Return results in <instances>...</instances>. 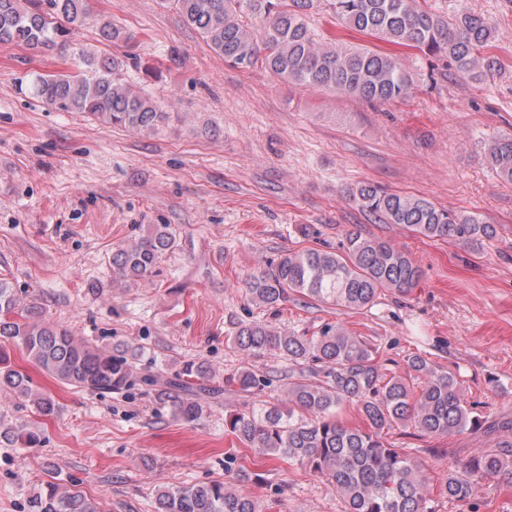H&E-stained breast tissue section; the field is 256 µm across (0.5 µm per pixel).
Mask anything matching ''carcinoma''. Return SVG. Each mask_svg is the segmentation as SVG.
Listing matches in <instances>:
<instances>
[{
	"label": "carcinoma",
	"instance_id": "1",
	"mask_svg": "<svg viewBox=\"0 0 512 512\" xmlns=\"http://www.w3.org/2000/svg\"><path fill=\"white\" fill-rule=\"evenodd\" d=\"M215 53L239 68L260 65L297 86H321L383 103L410 97L412 77L401 51L446 60L474 82L498 71L488 53L496 41L495 25L482 16L458 11L450 16L427 0H160ZM327 8L347 31L385 42L392 49L359 45L343 48L330 34L324 40L310 28L311 15ZM90 18L86 0H0V44L41 51L66 44ZM100 41L122 35L110 20L98 22ZM81 68L70 74H39L31 92L50 107L82 112L103 124L152 132L169 113L136 91L122 72V61L106 53L80 54ZM488 160L512 183V134L493 138ZM378 224H399L428 239L478 247L496 228L479 215L437 207L426 198L388 192L373 184L346 189ZM176 245L169 224H151L138 239L112 254V286L145 280L160 273L163 256ZM422 271L407 252L379 238L348 231L338 252L310 248L283 251L267 267L250 275L251 302L273 308L296 292L352 313L374 304L388 290L406 294ZM233 341L247 364L231 379L253 394L269 379L248 361L267 352L288 360V409L262 407L231 412L224 431L242 448H256L271 459L286 460L324 478L342 497L346 512H435L428 497V477L421 463L385 440L389 430L411 424L421 436L448 437L477 431L484 422L453 372L414 355L404 373L388 372L377 350L338 324L311 335L260 322L236 324ZM25 352L44 375L90 394L119 393L135 386L168 406L174 419L200 421L204 399L219 393L214 375L196 358L169 359L145 366L146 350L125 342L97 345L78 341L66 329L40 319V306L28 291L0 277V388L32 406L37 419L0 421V446L40 448L45 421L58 404L33 378L11 362L9 345ZM421 381L414 389L412 380ZM354 408L365 426L347 425L343 413ZM494 478L512 486V443L486 448L460 470H448L443 492L448 499L471 503L476 484ZM28 512H103L96 499L77 485L43 481L28 496ZM155 512H260L258 503L231 483L213 480L158 492Z\"/></svg>",
	"mask_w": 512,
	"mask_h": 512
}]
</instances>
